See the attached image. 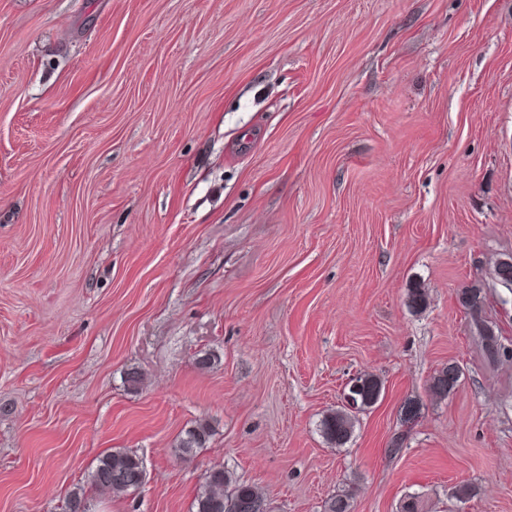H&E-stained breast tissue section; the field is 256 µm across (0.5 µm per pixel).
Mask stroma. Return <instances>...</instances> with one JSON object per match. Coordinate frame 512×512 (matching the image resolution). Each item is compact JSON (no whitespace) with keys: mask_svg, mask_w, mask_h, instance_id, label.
Returning <instances> with one entry per match:
<instances>
[{"mask_svg":"<svg viewBox=\"0 0 512 512\" xmlns=\"http://www.w3.org/2000/svg\"><path fill=\"white\" fill-rule=\"evenodd\" d=\"M509 257L512 0H0V512L116 448L145 483L95 512H191L216 464L270 512H512V359L459 302L512 345ZM482 288V286L476 285L465 289L460 296L461 305L470 312L473 323L478 329L479 335L483 338L484 350L487 358L492 361H498L502 358L507 360L510 357L507 356L503 350L505 345L501 343V340L495 333V330L491 326L485 324V322L480 318L479 314L481 312L483 301ZM461 377V369L454 363H449L436 372L430 384V390L441 397H448L457 386ZM361 381L360 392L355 410L344 404L336 410L329 411L321 420L320 431L325 442L332 448H340L347 443L357 421V413L374 404L381 393V382L377 377L364 374L358 377ZM211 435L212 430L207 423L196 422L178 439L175 447L176 455L183 460L193 458L198 448H204Z\"/></svg>","mask_w":512,"mask_h":512,"instance_id":"obj_1","label":"stroma"}]
</instances>
